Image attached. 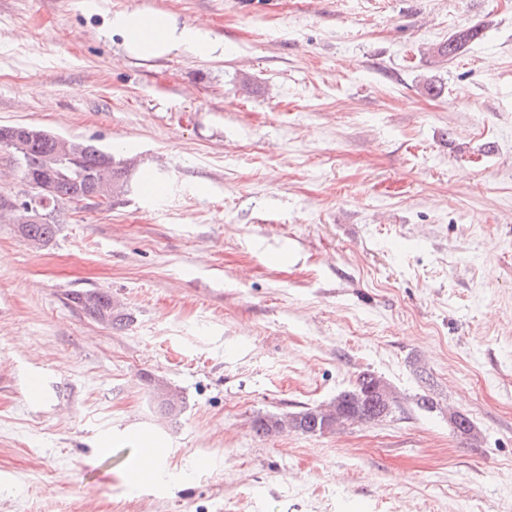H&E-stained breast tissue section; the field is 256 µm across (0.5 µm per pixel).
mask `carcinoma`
Wrapping results in <instances>:
<instances>
[{
  "mask_svg": "<svg viewBox=\"0 0 512 512\" xmlns=\"http://www.w3.org/2000/svg\"><path fill=\"white\" fill-rule=\"evenodd\" d=\"M484 25L475 24L461 29L440 43L434 50L441 61L457 57L467 45L483 36ZM22 149H13L23 167L25 190L20 195L38 194V188L48 185L45 193L46 219L41 223L25 221L20 210L10 208L14 197L0 195V215L8 216L17 225L20 235L34 245L49 243L55 236L59 224L60 206L77 204L92 194H99V205L112 207V199L122 193V177L127 163L115 160L112 154L103 151L85 140L65 139L59 145V136L37 127H28ZM70 301L83 313L100 323L121 328L129 322L125 313L114 311L112 293L101 290L73 291ZM376 375L370 372L358 376L355 386L336 395L328 405L307 407L296 413H272L259 416L254 429L262 434H279L293 431L303 435H317L331 430L338 422H372L378 420L381 405L375 387Z\"/></svg>",
  "mask_w": 512,
  "mask_h": 512,
  "instance_id": "obj_1",
  "label": "carcinoma"
}]
</instances>
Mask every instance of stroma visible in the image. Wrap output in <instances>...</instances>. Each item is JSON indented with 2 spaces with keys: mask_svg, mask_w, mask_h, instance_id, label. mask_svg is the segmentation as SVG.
Wrapping results in <instances>:
<instances>
[{
  "mask_svg": "<svg viewBox=\"0 0 512 512\" xmlns=\"http://www.w3.org/2000/svg\"><path fill=\"white\" fill-rule=\"evenodd\" d=\"M126 9L224 53L128 58ZM0 125L135 163L45 246L0 223V512H512V0H0ZM365 372L394 416L254 431ZM484 25L475 24L461 29L448 37V40L440 43L434 50L435 55L441 60L448 62L462 53L467 45L483 36ZM70 301L83 313L99 323H106L112 328L126 326L130 318L126 313L114 311L112 294L109 291L94 289L73 291L69 294Z\"/></svg>",
  "mask_w": 512,
  "mask_h": 512,
  "instance_id": "35a3bbf8",
  "label": "stroma"
}]
</instances>
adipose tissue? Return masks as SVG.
<instances>
[{"label":"adipose tissue","instance_id":"obj_1","mask_svg":"<svg viewBox=\"0 0 512 512\" xmlns=\"http://www.w3.org/2000/svg\"><path fill=\"white\" fill-rule=\"evenodd\" d=\"M105 37H119L124 54L132 59L153 61L186 52L210 56L223 52L201 23H181L173 13L162 10H120L109 15Z\"/></svg>","mask_w":512,"mask_h":512}]
</instances>
